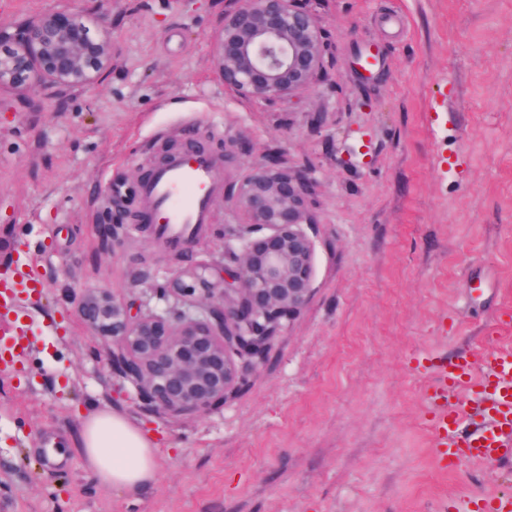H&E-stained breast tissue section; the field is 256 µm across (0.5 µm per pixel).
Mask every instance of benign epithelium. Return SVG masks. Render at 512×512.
<instances>
[{"instance_id":"obj_1","label":"benign epithelium","mask_w":512,"mask_h":512,"mask_svg":"<svg viewBox=\"0 0 512 512\" xmlns=\"http://www.w3.org/2000/svg\"><path fill=\"white\" fill-rule=\"evenodd\" d=\"M213 53L224 87L276 104L318 82L327 38L303 0H232ZM111 65L112 40L93 15L53 12L0 29V91L60 97ZM308 188V173L283 162L252 168L234 192L244 222L224 233L223 262L180 266L162 286L183 300L176 311L145 313L106 288L79 301L91 334L112 341V371L144 407L183 422L226 405L304 310L317 243Z\"/></svg>"}]
</instances>
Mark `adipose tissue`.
<instances>
[{
    "instance_id": "ef3b65f1",
    "label": "adipose tissue",
    "mask_w": 512,
    "mask_h": 512,
    "mask_svg": "<svg viewBox=\"0 0 512 512\" xmlns=\"http://www.w3.org/2000/svg\"><path fill=\"white\" fill-rule=\"evenodd\" d=\"M78 446L85 468L102 488L134 494L157 479L153 435L123 413L108 409L89 413Z\"/></svg>"
}]
</instances>
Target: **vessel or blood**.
<instances>
[{
	"label": "vessel or blood",
	"mask_w": 512,
	"mask_h": 512,
	"mask_svg": "<svg viewBox=\"0 0 512 512\" xmlns=\"http://www.w3.org/2000/svg\"><path fill=\"white\" fill-rule=\"evenodd\" d=\"M224 190V161L205 150L174 154L156 165L136 187L134 220L151 225L165 248L182 251L211 222L210 205ZM40 283L24 259L0 265V317L18 302L38 304ZM21 330H0V361L24 352ZM429 396L431 428L440 462L497 463L512 459V347L464 352L436 360Z\"/></svg>",
	"instance_id": "b4317fda"
}]
</instances>
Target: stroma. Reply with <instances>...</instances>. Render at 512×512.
<instances>
[{
	"label": "stroma",
	"mask_w": 512,
	"mask_h": 512,
	"mask_svg": "<svg viewBox=\"0 0 512 512\" xmlns=\"http://www.w3.org/2000/svg\"><path fill=\"white\" fill-rule=\"evenodd\" d=\"M329 42L307 94L266 105L224 88L212 37L224 0H101L112 70L64 101L31 90L0 112V254L39 264L30 351L0 375V512H485L512 464L434 457L430 359L512 337V0H306ZM83 0H0V23ZM379 54L364 71L366 50ZM224 127L214 136L211 123ZM225 153L311 176L315 290L234 400L185 423L113 393L109 344L77 317L108 288L150 311L180 264L221 261L216 199L187 253L114 229L157 152ZM118 409L157 442L156 482L101 488L77 448L83 413Z\"/></svg>",
	"instance_id": "obj_1"
}]
</instances>
